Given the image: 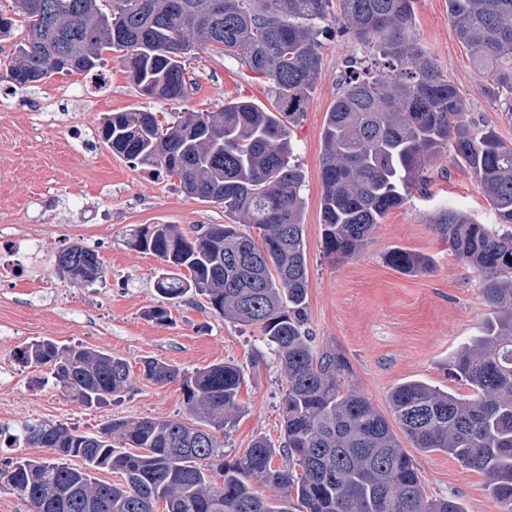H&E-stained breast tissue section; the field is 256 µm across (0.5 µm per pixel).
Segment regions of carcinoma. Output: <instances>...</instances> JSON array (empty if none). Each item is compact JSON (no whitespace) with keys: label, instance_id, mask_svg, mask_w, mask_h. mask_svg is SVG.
<instances>
[{"label":"carcinoma","instance_id":"carcinoma-1","mask_svg":"<svg viewBox=\"0 0 512 512\" xmlns=\"http://www.w3.org/2000/svg\"><path fill=\"white\" fill-rule=\"evenodd\" d=\"M413 14L414 0H11L0 9V40H14L5 69L15 90L93 74L112 52L141 95L173 104L188 99L183 58L193 51L234 58L272 84L271 110L238 99L163 121L150 111L114 112L99 132L132 166L224 205L223 224L188 232L140 225L127 245L159 260L154 288L172 305L204 296L225 319L259 328L286 382L279 443L259 437L229 460L217 434L242 412L241 368L185 373L146 358L144 379L181 381L186 417L110 419L93 434L23 421L14 442L51 457L1 464L0 487L32 512H157L159 503L163 512H464L454 498L426 494L400 432L420 454L441 452L481 474L502 512H512V145L468 119L447 71L418 44ZM448 15L482 75L481 93L512 111V0H448ZM333 28L362 55L344 61L320 132L325 253L360 255L386 215L425 188L446 151L472 170L496 215L481 224L445 206L433 219L450 251L480 276L489 308L478 335L449 361L468 393L401 382L388 393V417L354 384L346 354L314 345L305 327L304 174L291 127L321 78L322 37ZM60 54L72 64L58 65ZM385 260L409 274L432 269L428 257L400 247ZM62 266L73 284L106 279L96 251L83 245L64 248ZM19 359L50 369L83 406L104 405L130 386L128 363L108 351L46 338ZM72 458L84 468L71 467ZM102 469L123 482L96 479Z\"/></svg>","mask_w":512,"mask_h":512}]
</instances>
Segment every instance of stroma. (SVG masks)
<instances>
[{"mask_svg":"<svg viewBox=\"0 0 512 512\" xmlns=\"http://www.w3.org/2000/svg\"><path fill=\"white\" fill-rule=\"evenodd\" d=\"M413 24L420 45L464 97L471 120L495 126L512 142V115L479 91L480 77L448 17V0H416ZM358 51L347 38L325 39L322 76L292 142L305 175L306 327L317 345L346 353L359 388L384 412L390 389L409 379L465 392L451 377L448 360L477 334L488 309L479 275L454 256L432 221L450 203L483 224L496 217L472 172L445 152L427 174L425 193H412L390 211L359 257L339 262L325 255L320 131L339 92L342 62ZM184 66L193 82L186 102L191 110L217 112L230 98L266 103L274 97L270 84L253 79L233 59L200 53L186 57ZM107 69L111 80L102 87L81 75H57L0 98V424L39 419L93 433L111 418L183 417L179 382L143 379L141 362L152 357L189 372L219 362L242 367L243 411L224 437L226 455L259 436L279 440L285 380L273 356L255 361V351L264 348L259 328L225 320L199 299L173 308L170 323L149 317L161 303L154 288L159 263L127 245L128 230L220 224L224 208L187 197L177 181L132 166L98 140L110 113L173 109L170 102L141 96L118 61H109ZM72 243L98 251L108 270L105 282L87 288L61 280L56 258ZM397 246L429 256L432 271L408 275L387 266L383 256ZM39 337L125 359L130 387L104 407L81 406L62 393L49 370L15 359L18 347ZM417 462L429 496L456 497L466 512H501L481 474L443 454Z\"/></svg>","mask_w":512,"mask_h":512,"instance_id":"stroma-1","label":"stroma"}]
</instances>
